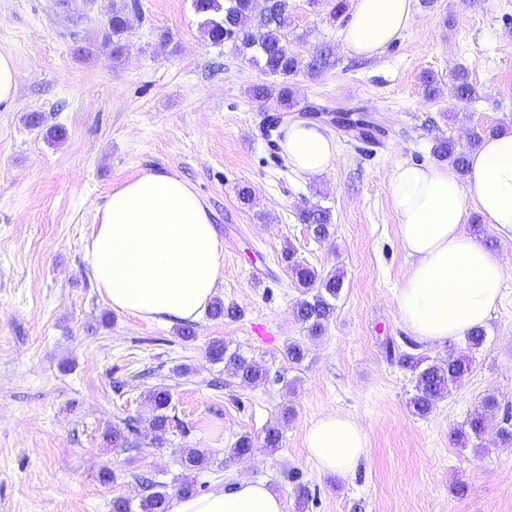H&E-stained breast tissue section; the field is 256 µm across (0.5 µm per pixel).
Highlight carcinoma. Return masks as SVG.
<instances>
[{
    "label": "carcinoma",
    "instance_id": "obj_1",
    "mask_svg": "<svg viewBox=\"0 0 512 512\" xmlns=\"http://www.w3.org/2000/svg\"><path fill=\"white\" fill-rule=\"evenodd\" d=\"M192 6L202 18L201 28L212 44L232 43L236 51L249 57L265 74L279 79L277 83H259L250 88L251 98L260 104L273 99L286 108L295 105L290 78L301 68L306 69L310 77L316 78L333 65L332 50L329 47L317 49L304 64L288 50L284 42V30L288 28L289 16L283 0H268L261 12L253 11V0H192ZM138 8L137 0H131L129 4L124 2L112 5L103 32V44L112 46V53L118 54L122 50V41L129 29L126 23L128 11ZM452 90L455 99L463 103L475 101L482 95L481 88L464 69L455 71ZM301 111L308 113L314 120L331 114V122L355 138L376 143L386 136L385 127L373 115L360 108L332 113L325 107L307 103ZM486 136L485 130L474 132L467 150L458 148L451 139H443L435 144L432 154L438 161L448 163L462 175L467 171L469 152L476 149ZM299 219L307 225L315 240L325 241L331 237L329 210L318 206L304 208L299 213ZM284 259L295 277L297 288L304 295L295 306V317L304 325L309 336L318 337L323 334L334 313L335 301L341 289V276L320 275L314 267L295 260L291 248L285 252ZM209 315L216 319H234L239 315V310L217 298L210 305ZM484 341L483 329H477L466 336L463 344L448 352V359L435 361L418 370L414 385L416 394L411 399L413 414L428 415L440 400L450 395L471 371L475 364L473 353ZM207 354L211 361L224 364V371L230 377L244 384H255L267 378L264 368L239 350L230 349L222 339L211 341ZM282 356L289 365L298 367L306 357V348L302 342L292 341L284 347ZM146 399L151 408L146 423L153 432L162 435L172 420L169 415L171 395L167 389L157 387L148 391ZM498 407L497 396L486 395L480 408L471 413L464 425L455 432L456 443L464 447L471 439L481 438L488 430L489 412ZM169 499L165 485L153 481L149 484V493L140 500V512H168Z\"/></svg>",
    "mask_w": 512,
    "mask_h": 512
}]
</instances>
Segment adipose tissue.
I'll return each instance as SVG.
<instances>
[{
  "mask_svg": "<svg viewBox=\"0 0 512 512\" xmlns=\"http://www.w3.org/2000/svg\"><path fill=\"white\" fill-rule=\"evenodd\" d=\"M413 0H351L346 47L370 59L410 25ZM282 151L292 171L333 170L339 149L323 128L305 122L285 130ZM389 191L398 238L412 259L396 297L415 338L431 346L463 340L489 320L512 269L461 229L468 208L512 236V131L487 136L469 155L465 176L447 167L403 164ZM84 247L87 271L113 310L156 321H193L222 276L224 244L207 206L182 179L150 171L126 182L98 209ZM309 459L326 474L347 477L369 455L363 427L327 413L307 427ZM170 512H285L264 481L242 479L228 491L174 498Z\"/></svg>",
  "mask_w": 512,
  "mask_h": 512,
  "instance_id": "1",
  "label": "adipose tissue"
}]
</instances>
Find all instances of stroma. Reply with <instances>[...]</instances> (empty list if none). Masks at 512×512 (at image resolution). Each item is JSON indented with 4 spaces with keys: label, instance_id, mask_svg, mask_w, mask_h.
<instances>
[{
    "label": "stroma",
    "instance_id": "obj_1",
    "mask_svg": "<svg viewBox=\"0 0 512 512\" xmlns=\"http://www.w3.org/2000/svg\"><path fill=\"white\" fill-rule=\"evenodd\" d=\"M138 2L116 58L102 37L112 0H0V54L22 73L14 103L0 106V512H112L117 497L135 507L142 476L174 487L190 450L206 457L192 474L200 493L260 479L286 512H298L294 473L313 496L305 512H512V447L491 432L480 448H461L453 435L488 393L500 403L494 424L512 415V279L472 371L428 416L410 412L413 375L384 349L390 338L430 362L448 357L447 347L414 343L398 311L411 259L389 179L398 165L434 164L435 140L464 147L472 130H512V0H415L411 26L370 60L346 48L331 0H288L289 49L305 60L327 45L334 60L319 77H293L298 101L363 107L389 129L379 145L335 132L336 166L314 177L268 146L262 124L277 105L250 97L267 80L259 67L231 44H212L191 0ZM459 68L481 99L453 98ZM427 74L432 98L422 90ZM155 169L184 179L209 206L224 243L216 296L241 311L201 314L190 341L177 325L112 310L84 262L107 195ZM242 187L252 204L240 201ZM311 206L329 209V240L299 221ZM290 247L343 278L316 340L293 315ZM259 322L273 341L254 336ZM215 338L259 363L267 380L243 385L225 374L206 355ZM293 340L308 348L297 368L281 355ZM158 386L171 394L165 434L144 426L113 447L108 432L147 418L145 396ZM332 412L354 417L369 440L368 458L345 479L319 471L304 447L307 426ZM277 423L279 447L264 448ZM243 435L256 447L237 458L230 449Z\"/></svg>",
    "mask_w": 512,
    "mask_h": 512
}]
</instances>
